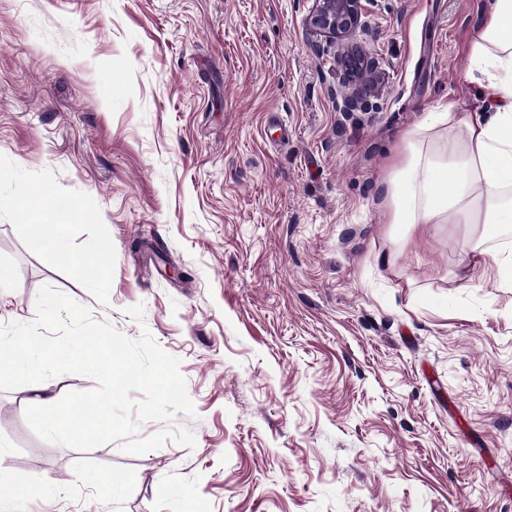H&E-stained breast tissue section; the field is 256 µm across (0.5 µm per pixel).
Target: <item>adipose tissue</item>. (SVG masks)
<instances>
[{"label":"adipose tissue","mask_w":512,"mask_h":512,"mask_svg":"<svg viewBox=\"0 0 512 512\" xmlns=\"http://www.w3.org/2000/svg\"><path fill=\"white\" fill-rule=\"evenodd\" d=\"M490 118L436 112L405 133L385 182L389 223H512V0H493L470 43Z\"/></svg>","instance_id":"adipose-tissue-1"}]
</instances>
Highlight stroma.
I'll list each match as a JSON object with an SVG mask.
<instances>
[{"mask_svg":"<svg viewBox=\"0 0 512 512\" xmlns=\"http://www.w3.org/2000/svg\"><path fill=\"white\" fill-rule=\"evenodd\" d=\"M312 4L0 0V324L50 286L149 331L196 409L194 447L138 454L45 442L0 390V512H512V288L383 185L428 113L483 108L486 0H367L346 45ZM351 50L380 80L341 112ZM31 199L70 203L65 252ZM33 213V222L34 223H43L47 224L43 227L45 230L44 236L42 238V241L44 242L45 246L54 248L55 250H60L63 247V240L61 237V234L59 230L56 228V225L49 224L53 222H49V216L45 212V210L42 208V206L33 207L32 209Z\"/></svg>","mask_w":512,"mask_h":512,"instance_id":"35a3bbf8","label":"stroma"}]
</instances>
